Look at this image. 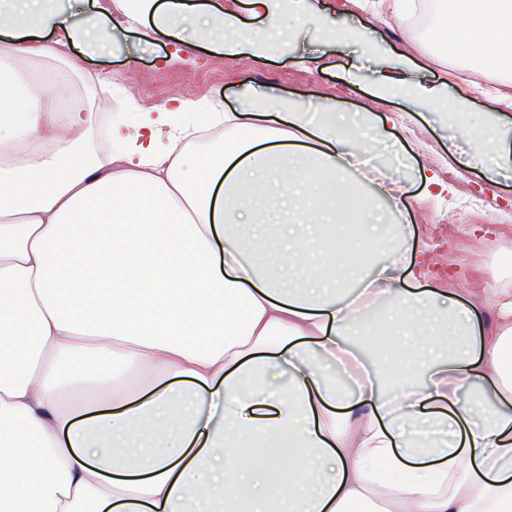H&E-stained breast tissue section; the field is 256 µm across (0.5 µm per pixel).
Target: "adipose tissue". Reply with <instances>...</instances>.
Listing matches in <instances>:
<instances>
[{
	"instance_id": "ef3b65f1",
	"label": "adipose tissue",
	"mask_w": 512,
	"mask_h": 512,
	"mask_svg": "<svg viewBox=\"0 0 512 512\" xmlns=\"http://www.w3.org/2000/svg\"><path fill=\"white\" fill-rule=\"evenodd\" d=\"M134 2L140 23L229 57L265 58L286 11L336 41L321 0ZM438 22L461 50L483 36L481 92L505 110L448 151L463 169L492 153L495 182L512 169V0H446ZM115 28L101 6L78 22L67 0H0V512H512V277L486 327L484 302L407 287L406 252L361 276L386 243L343 176L368 117L330 102L314 124L274 94L211 108L224 138L194 153L201 103L126 98L133 120L88 152L91 107L61 108L72 83L33 66L75 42L107 54ZM373 55L375 90L468 111L411 56ZM259 193L292 215L276 233L252 220ZM364 336L407 352L395 391L351 350ZM132 376L146 395L111 412L61 405Z\"/></svg>"
}]
</instances>
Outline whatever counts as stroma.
I'll return each mask as SVG.
<instances>
[{
    "instance_id": "1",
    "label": "stroma",
    "mask_w": 512,
    "mask_h": 512,
    "mask_svg": "<svg viewBox=\"0 0 512 512\" xmlns=\"http://www.w3.org/2000/svg\"><path fill=\"white\" fill-rule=\"evenodd\" d=\"M343 8L338 27L345 36L333 47L309 35L289 40L255 62L217 55L207 44L186 48L167 37L147 40L135 28L118 33L112 52L103 56L90 57L81 46L69 47L52 72L69 80L79 73L92 74L97 79L96 97L122 89L144 109L180 96L232 111L240 104L239 92L251 87L303 104L329 98L340 112L397 116L394 137L403 146L402 154L373 146L372 164L348 172L347 177L373 200L393 247L412 254L416 286H448L463 295L487 297L498 249L512 248V176L491 184L478 171L456 169L448 154V134L488 123L495 107L469 96L470 110L459 118L422 112L406 96L375 93L363 67L373 46L381 44L396 53H420L421 63L431 69L435 80L454 82L462 74L478 80L482 74L473 60L479 44L471 42L460 53L454 35L437 22L421 28L410 19L389 17L365 26L352 0ZM453 92L468 96L462 85L455 84ZM376 169L406 186L402 201L376 195L368 180ZM424 174L444 179L447 193H426L420 180Z\"/></svg>"
}]
</instances>
